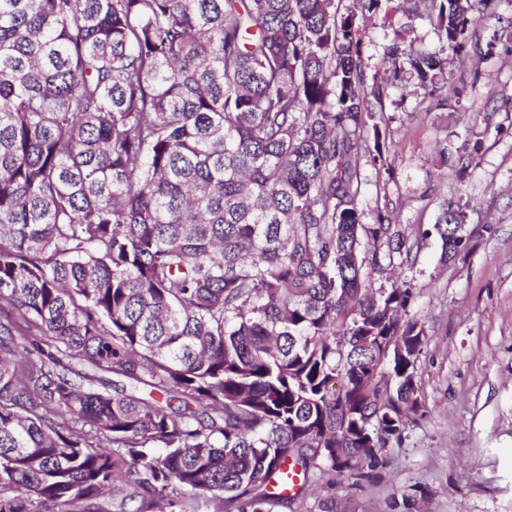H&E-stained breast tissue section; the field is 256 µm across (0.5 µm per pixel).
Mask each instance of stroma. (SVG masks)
Wrapping results in <instances>:
<instances>
[{"label":"stroma","instance_id":"35a3bbf8","mask_svg":"<svg viewBox=\"0 0 512 512\" xmlns=\"http://www.w3.org/2000/svg\"><path fill=\"white\" fill-rule=\"evenodd\" d=\"M470 3L465 48L435 86L389 59L396 41L440 50L426 18L399 8L365 22V74L380 88L372 110L389 150L380 163L360 157L361 221L385 206L413 235L452 201L466 213L467 246L445 264L428 239L412 266L374 274V287L415 290L425 413L385 448L374 482L342 475L313 487L306 512L329 497L339 512H392L414 486L427 492L424 512H512V0Z\"/></svg>","mask_w":512,"mask_h":512}]
</instances>
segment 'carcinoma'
<instances>
[{
    "label": "carcinoma",
    "instance_id": "obj_1",
    "mask_svg": "<svg viewBox=\"0 0 512 512\" xmlns=\"http://www.w3.org/2000/svg\"><path fill=\"white\" fill-rule=\"evenodd\" d=\"M384 1L0 0V512H301L376 478L424 408L414 291L367 282L419 238L360 221ZM426 2L460 51L466 0ZM462 224L423 232L441 261Z\"/></svg>",
    "mask_w": 512,
    "mask_h": 512
}]
</instances>
